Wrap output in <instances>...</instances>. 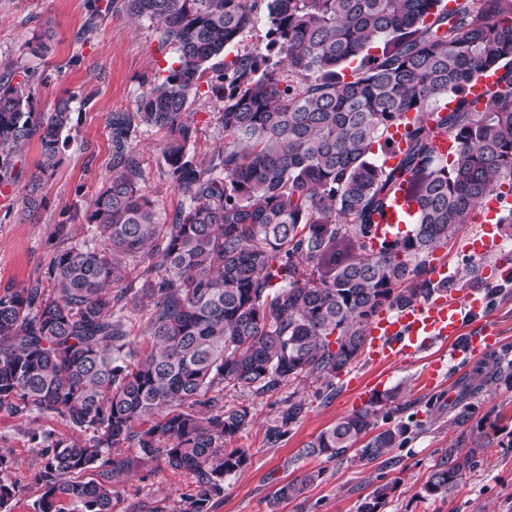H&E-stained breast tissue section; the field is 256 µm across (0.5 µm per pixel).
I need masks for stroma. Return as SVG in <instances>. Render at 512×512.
Returning <instances> with one entry per match:
<instances>
[{"instance_id": "35a3bbf8", "label": "stroma", "mask_w": 512, "mask_h": 512, "mask_svg": "<svg viewBox=\"0 0 512 512\" xmlns=\"http://www.w3.org/2000/svg\"><path fill=\"white\" fill-rule=\"evenodd\" d=\"M106 2L0 0V79L7 76V64H24L33 76L38 109L52 110L59 99L66 98L72 113L62 162L44 189L46 208L34 220L19 221L16 211L25 181L0 188V289L27 282L44 270L52 225L64 210L88 207L111 173L113 115L134 111L137 99L162 78L167 66L149 21L134 23L123 15L104 14L93 28H86L89 15ZM46 25L55 34L51 52L43 59L27 55L25 43ZM189 110L198 128L193 151L196 159L203 160L216 142L219 106L199 95L192 98ZM165 139V132L151 130L141 134L136 144L149 172L147 190L159 207L170 212L180 196L161 168ZM481 232L480 220L464 225L436 252V260L457 275L469 261L485 266V259L472 258L467 249L470 239ZM437 364L441 375L435 384H428L427 373ZM466 371V366L449 364L448 346L443 342L417 360L388 368L386 386L406 388L408 400L415 403L418 428L404 447L374 461L299 455L312 437L356 410L353 380L365 381L378 372L367 357L358 358L342 372L330 390L308 379L272 395L225 391L227 405L251 406L257 422L233 441L234 446L250 449L249 467L225 478L224 490L214 497L210 512H269L274 492L309 469L322 470L321 479L299 498L281 502L278 512H358L364 498L383 484L392 491L382 512H512V387L502 384L473 399L472 418L461 428L449 424L447 413L430 411V402L447 401L449 388ZM292 392L305 397L306 413L288 436L267 443L265 430ZM35 431L57 437L73 434L58 418L34 415L18 420L0 414V448L22 462L21 469L11 474L20 487L11 512H35L41 494L35 480L39 447L31 439ZM456 446L475 449L472 466L450 493L425 496L422 486L433 465L446 448ZM112 488L118 493L116 512H147L154 505L180 512L184 498L194 489V478L170 470L161 461L143 462L115 473Z\"/></svg>"}]
</instances>
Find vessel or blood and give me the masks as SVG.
<instances>
[{
    "label": "vessel or blood",
    "instance_id": "b4317fda",
    "mask_svg": "<svg viewBox=\"0 0 512 512\" xmlns=\"http://www.w3.org/2000/svg\"><path fill=\"white\" fill-rule=\"evenodd\" d=\"M403 199H396L377 232L392 238L399 226V216L408 214ZM499 227L492 221H484L482 232L469 244V250L479 258L496 255L494 271L504 282L512 280V256L499 254ZM487 296L477 288L468 290L461 302L455 303L447 295L428 302H415L399 308L381 311L369 324L366 351L372 363L393 366L397 362L415 358L432 344L451 342V360L470 365L486 355L498 351L500 336L488 328L465 333V320L484 316Z\"/></svg>",
    "mask_w": 512,
    "mask_h": 512
}]
</instances>
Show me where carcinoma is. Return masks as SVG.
I'll return each mask as SVG.
<instances>
[{
	"label": "carcinoma",
	"mask_w": 512,
	"mask_h": 512,
	"mask_svg": "<svg viewBox=\"0 0 512 512\" xmlns=\"http://www.w3.org/2000/svg\"><path fill=\"white\" fill-rule=\"evenodd\" d=\"M108 0L106 10L156 26L167 74L136 111L112 116V174L84 210L53 225L44 271L0 292V414L58 417L89 439L31 434L42 445L36 512H114L112 476L161 459L195 479L184 512H210L224 478L251 463L228 444L254 423L224 390L257 395L313 378L325 388L363 353L382 310L458 291L431 277L435 253L492 198L512 195V0ZM266 11L264 54L224 60V49ZM52 35L25 44L44 57ZM496 79L486 101L474 80ZM220 107L209 160L190 146L198 129L190 99ZM71 122L69 103L34 106L31 80L0 83V186L18 179L19 152L35 140L36 171L19 202L29 220L46 207ZM404 126L407 147L386 166L384 145ZM164 131L161 154L180 201L160 211L146 191L134 141ZM456 141L448 158L434 138ZM403 194L415 224L373 245L377 219ZM95 230L75 241L74 222ZM146 319L150 350L135 325ZM512 376L493 360L458 382L449 421L471 420L470 399ZM401 391L375 394L302 448L328 460L356 449L377 459L412 434ZM288 396L267 426L279 441L304 416ZM136 448L114 459L113 448ZM477 449L447 448L428 496L453 489ZM93 471L96 477L79 476ZM322 476L281 485L272 504L296 499ZM19 493L0 477V509ZM389 487L360 505L381 512Z\"/></svg>",
	"instance_id": "cac0c4a2"
}]
</instances>
